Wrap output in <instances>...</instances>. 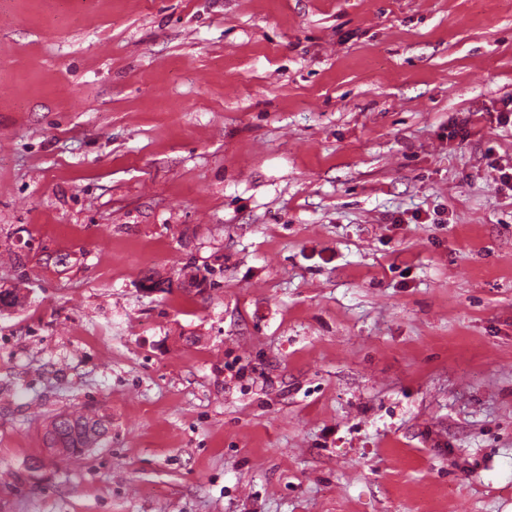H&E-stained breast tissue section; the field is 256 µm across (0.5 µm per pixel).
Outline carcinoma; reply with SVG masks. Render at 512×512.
<instances>
[{
    "label": "carcinoma",
    "mask_w": 512,
    "mask_h": 512,
    "mask_svg": "<svg viewBox=\"0 0 512 512\" xmlns=\"http://www.w3.org/2000/svg\"><path fill=\"white\" fill-rule=\"evenodd\" d=\"M108 433V421L102 416L86 417L81 411L57 414L47 426V447L66 457L79 456L99 444Z\"/></svg>",
    "instance_id": "obj_1"
}]
</instances>
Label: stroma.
Listing matches in <instances>:
<instances>
[{"label":"stroma","mask_w":512,"mask_h":512,"mask_svg":"<svg viewBox=\"0 0 512 512\" xmlns=\"http://www.w3.org/2000/svg\"><path fill=\"white\" fill-rule=\"evenodd\" d=\"M510 167L512 0H0V512H512ZM108 424L103 416L86 417L81 410L62 412L47 426L45 444L61 456H79L99 444L108 433Z\"/></svg>","instance_id":"obj_1"}]
</instances>
